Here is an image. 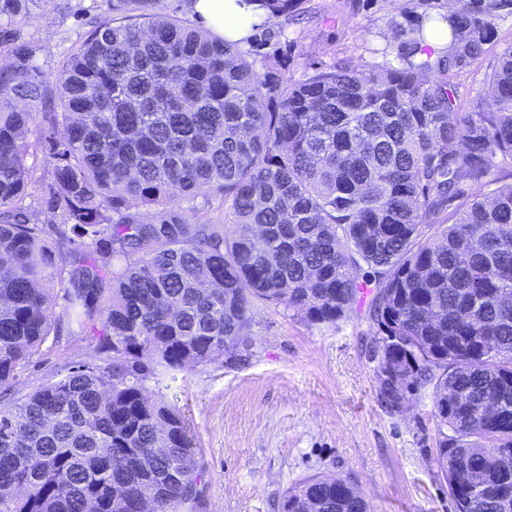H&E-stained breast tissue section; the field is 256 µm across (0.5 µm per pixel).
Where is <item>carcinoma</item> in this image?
Wrapping results in <instances>:
<instances>
[{"label":"carcinoma","mask_w":512,"mask_h":512,"mask_svg":"<svg viewBox=\"0 0 512 512\" xmlns=\"http://www.w3.org/2000/svg\"><path fill=\"white\" fill-rule=\"evenodd\" d=\"M272 16L297 0H258ZM157 0H112L44 81L32 47L0 27V512L201 508L190 423L162 379L247 342L257 302L335 325L369 290L376 377L385 366L430 389L435 460L458 512L512 499V47L489 75L492 101L462 111L443 77L478 59L502 0L438 17L401 68L316 70L292 82ZM34 0H0V21ZM51 166L44 224L21 205L28 141ZM224 199L199 223L180 198ZM61 308L55 312V308ZM97 341L92 363L18 394L51 336ZM459 401L443 403L444 391ZM480 462L484 485L457 480ZM369 512L340 478L310 476L280 512Z\"/></svg>","instance_id":"carcinoma-1"}]
</instances>
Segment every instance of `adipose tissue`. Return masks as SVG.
<instances>
[{"label":"adipose tissue","mask_w":512,"mask_h":512,"mask_svg":"<svg viewBox=\"0 0 512 512\" xmlns=\"http://www.w3.org/2000/svg\"><path fill=\"white\" fill-rule=\"evenodd\" d=\"M193 11L205 28L234 42H246L267 12L257 0H194Z\"/></svg>","instance_id":"obj_1"}]
</instances>
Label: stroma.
I'll return each instance as SVG.
<instances>
[{
    "mask_svg": "<svg viewBox=\"0 0 512 512\" xmlns=\"http://www.w3.org/2000/svg\"><path fill=\"white\" fill-rule=\"evenodd\" d=\"M448 10V0H301L297 11L256 27L244 49L292 81L334 66L399 67L421 20ZM111 16L112 0H37L19 29L50 81L93 26ZM495 26L485 54L448 73L462 109L487 98V79L512 47V5L498 11ZM369 339L361 307L336 325L316 327L259 304L246 360L166 377L162 394L191 423L204 512H279L284 492L312 475L348 481L371 512H456L433 461L430 396H416L409 414L390 413ZM93 355L85 337L47 340L15 389L27 392Z\"/></svg>",
    "mask_w": 512,
    "mask_h": 512,
    "instance_id": "35a3bbf8",
    "label": "stroma"
}]
</instances>
